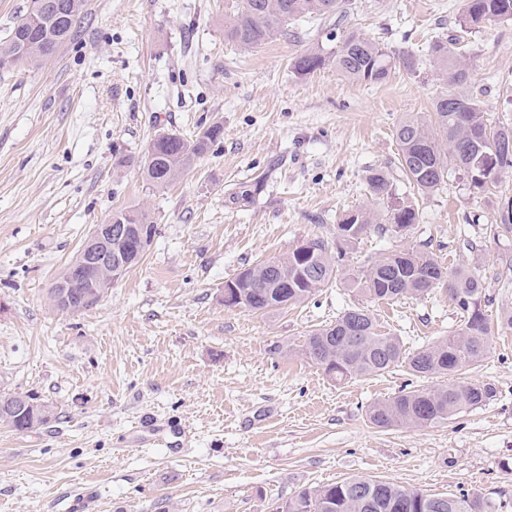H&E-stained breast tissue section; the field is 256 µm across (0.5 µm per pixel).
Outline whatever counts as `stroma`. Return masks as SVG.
<instances>
[{"label":"stroma","mask_w":512,"mask_h":512,"mask_svg":"<svg viewBox=\"0 0 512 512\" xmlns=\"http://www.w3.org/2000/svg\"><path fill=\"white\" fill-rule=\"evenodd\" d=\"M343 25L417 55L416 73L378 85L293 58L333 50L334 21L303 23L243 49L224 38L233 0H86L74 38L39 64L0 69V390L51 405L28 432L0 426V512H273L299 490L379 479L429 495L483 498L512 512V329L495 330L469 379L496 401L427 428L381 429L373 402L427 387L403 367L342 384L301 355L313 330L358 298L342 286L296 306L224 305L241 269L313 238L336 241L342 215L372 199L369 171L395 161L405 117L429 116L447 83L426 62L431 40L461 34L465 0H357ZM490 123L512 124V23L462 34ZM222 139L177 181L142 169L159 135ZM259 185L251 202L240 187ZM403 234L370 232L341 248L340 273L414 248L485 277L490 318L512 311V232L492 236L498 192L449 175ZM145 211L157 228L142 260L92 308L56 311L49 290L93 225ZM380 331L408 350L447 336L460 316L445 289L369 302ZM281 352H274V345ZM162 440L133 447L141 421Z\"/></svg>","instance_id":"35a3bbf8"}]
</instances>
